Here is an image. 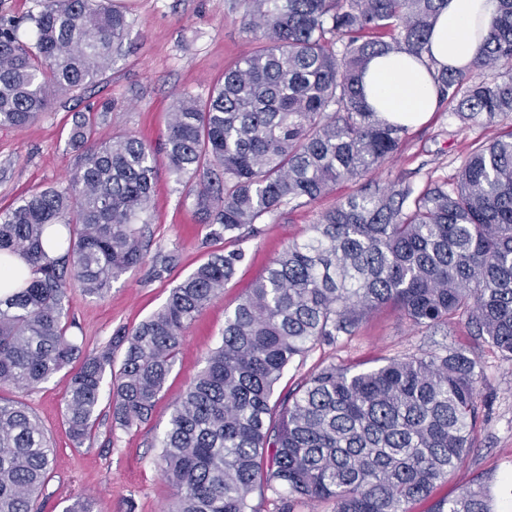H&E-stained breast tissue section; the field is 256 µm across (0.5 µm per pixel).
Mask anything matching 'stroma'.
Returning <instances> with one entry per match:
<instances>
[{"label":"stroma","mask_w":512,"mask_h":512,"mask_svg":"<svg viewBox=\"0 0 512 512\" xmlns=\"http://www.w3.org/2000/svg\"><path fill=\"white\" fill-rule=\"evenodd\" d=\"M128 11L129 36L100 82L80 96H62L22 129L0 128V208L30 193L65 184L77 162L67 141L76 113L99 110L96 136L109 140L135 136L153 146L166 140L170 115L185 93L206 100L214 82L260 42L244 31L240 0H121ZM110 102L102 110V102ZM512 133V113L461 120L444 104L429 120L407 128L397 155L368 179L386 185L403 178L414 190L435 181L453 180L472 146ZM194 175L175 177L158 165L152 206L137 228L148 244L145 262L113 282L107 295L87 296L73 284L71 335L91 353L157 311L170 291L213 253L222 239L202 224L192 192ZM348 182L309 205L284 210L260 225L239 246L245 258L223 293L186 329L184 344L150 419L125 429L102 408L93 439L75 446L63 422L69 370L31 391L6 390V397L28 405L50 437L57 466L40 498L44 512H64L76 497L93 501L96 512H166L172 491L158 467V438L173 403L203 367L205 356L221 341L224 320L265 272L270 260L291 240L301 238L319 214L354 192ZM444 346L474 351L485 379L479 396L489 413L475 432L476 447L436 497L455 496L473 482L490 485L494 512H512V362L471 336L464 322L447 334L412 331L389 310L373 314L351 336L317 346L290 365L280 391L322 365H356L407 351L421 353Z\"/></svg>","instance_id":"35a3bbf8"}]
</instances>
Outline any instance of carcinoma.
Segmentation results:
<instances>
[{"label": "carcinoma", "instance_id": "carcinoma-1", "mask_svg": "<svg viewBox=\"0 0 512 512\" xmlns=\"http://www.w3.org/2000/svg\"><path fill=\"white\" fill-rule=\"evenodd\" d=\"M246 32L263 41L199 101L182 96L163 159L181 177L202 173L201 221L225 249L172 288L165 304L112 343L81 356L65 321L70 281L101 296L147 251L134 224L148 208L158 158L135 136L100 142L93 114L69 131L79 160L66 184L0 210V252L21 253L32 277L0 296V387L32 390L83 357L66 383L75 444L91 439L102 383L113 421L151 417L183 331L244 260L235 247L255 225L311 203L392 158L406 128L381 120L360 83L377 55L425 49L447 0H242ZM33 35L0 18V127L22 128L61 94L95 84L128 35L103 0H55L30 16ZM387 32L390 40L383 39ZM512 65V0H497L472 69ZM439 101L470 119L512 112V75L466 82L433 73ZM60 251L54 258L45 246ZM390 307L427 333L464 316L474 335L512 362V135L472 149L453 182L421 192L397 179L321 212L269 263L224 322L220 344L189 382L159 439L168 512H256L255 488L334 512H410L431 498L474 448L485 405L472 353L442 347L355 370L334 363L276 394L284 371L316 346ZM123 349L113 371L115 349ZM54 450L25 404L0 397V512H41ZM483 484L428 512H490Z\"/></svg>", "mask_w": 512, "mask_h": 512}]
</instances>
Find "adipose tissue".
<instances>
[{
	"label": "adipose tissue",
	"instance_id": "adipose-tissue-1",
	"mask_svg": "<svg viewBox=\"0 0 512 512\" xmlns=\"http://www.w3.org/2000/svg\"><path fill=\"white\" fill-rule=\"evenodd\" d=\"M495 8V0H448L434 23L428 51L374 58L364 77V94L374 112L403 125L426 120L439 103L433 68L470 66Z\"/></svg>",
	"mask_w": 512,
	"mask_h": 512
}]
</instances>
